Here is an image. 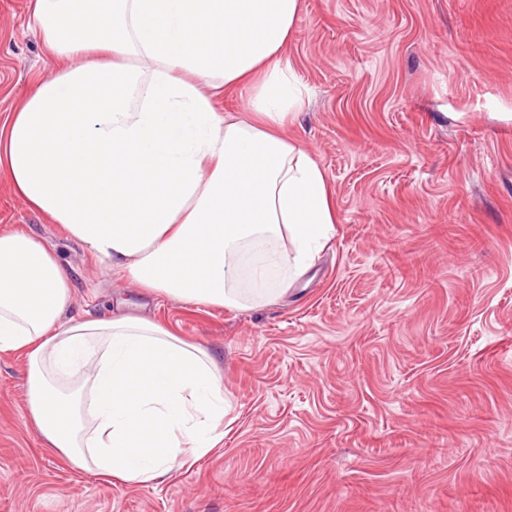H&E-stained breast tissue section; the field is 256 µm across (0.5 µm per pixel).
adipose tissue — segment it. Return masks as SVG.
<instances>
[{
  "label": "adipose tissue",
  "instance_id": "obj_1",
  "mask_svg": "<svg viewBox=\"0 0 512 512\" xmlns=\"http://www.w3.org/2000/svg\"><path fill=\"white\" fill-rule=\"evenodd\" d=\"M302 0H29L52 73L0 121V178L140 288L204 306L276 304L329 241L336 206L280 134L301 89L282 61ZM250 118L217 112L224 88ZM290 239L237 288L251 238ZM70 285L25 231L0 232V354L27 362V409L68 468L148 485L224 437L202 349L132 315L62 321Z\"/></svg>",
  "mask_w": 512,
  "mask_h": 512
}]
</instances>
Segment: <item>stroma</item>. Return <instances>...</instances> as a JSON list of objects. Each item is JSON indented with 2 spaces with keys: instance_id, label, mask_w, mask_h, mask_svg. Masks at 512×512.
<instances>
[{
  "instance_id": "35a3bbf8",
  "label": "stroma",
  "mask_w": 512,
  "mask_h": 512,
  "mask_svg": "<svg viewBox=\"0 0 512 512\" xmlns=\"http://www.w3.org/2000/svg\"><path fill=\"white\" fill-rule=\"evenodd\" d=\"M0 0V118L52 63ZM281 133L338 222L282 300L145 293L0 184V230L63 265L66 317L118 301L204 349L224 440L162 483L41 449L26 366L0 354V512H512V0H303Z\"/></svg>"
}]
</instances>
